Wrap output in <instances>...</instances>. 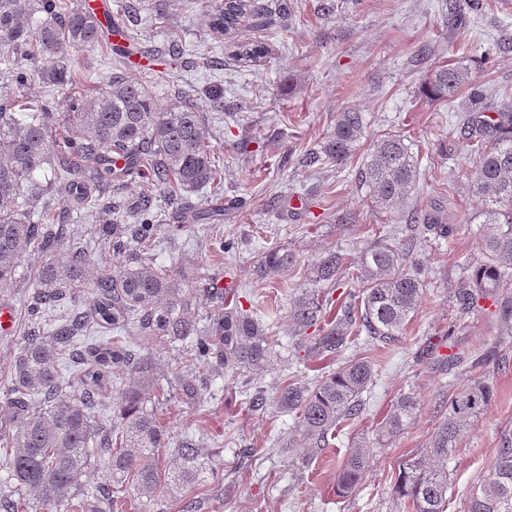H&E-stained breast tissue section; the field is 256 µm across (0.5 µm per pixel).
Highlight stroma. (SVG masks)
<instances>
[{
    "label": "stroma",
    "instance_id": "35a3bbf8",
    "mask_svg": "<svg viewBox=\"0 0 512 512\" xmlns=\"http://www.w3.org/2000/svg\"><path fill=\"white\" fill-rule=\"evenodd\" d=\"M276 0H257L269 8L267 26L244 22L233 39L216 38L202 0H164L155 11L145 0L136 25L128 27L129 50L116 40L84 52L88 73L103 80L113 64L129 79L147 86L159 106L182 91L195 89L206 115L205 131L224 167V180L202 190V197L221 199L224 222L215 231L196 224L177 225L173 209L158 189L140 179L116 189L124 204L146 196L161 208L166 225L154 250L157 264L174 269L196 264L214 280H228L241 302L268 311L280 338L281 357L272 368L244 369L216 380L214 397L196 402L185 396L164 397L156 412L174 441H207L205 483L161 495L154 512H182L195 501L196 512H407L393 505L392 487L398 467L425 456L429 437L440 418L438 399L447 379L423 358L427 347L448 344L475 350L482 341L500 340L506 358L501 367L486 365L497 396L471 433L457 448L448 468L455 498L485 478L504 435H512V338L500 336L490 311L459 317L449 292L464 258L479 256L480 226L475 221L462 157L443 153L451 131L447 106L430 102L422 92L428 71L492 50L490 64L473 71L494 98L512 97V12L495 9L485 19L459 20L444 0H290V18L274 13ZM181 51H173L174 41ZM266 42L264 62L243 65L232 57L234 41ZM221 93L211 107L209 90ZM363 112L368 120L350 167L324 172L306 166L304 154L317 147L345 109ZM388 133L411 138L421 154L416 192L397 206L385 229L389 237L410 235L412 211L434 205L457 224L447 240L417 246L431 280L396 347H373L380 361L375 385L367 393L359 419L345 426L329 448L308 463L296 462L280 448L277 436L294 429V421L275 404L252 411L248 392L275 396L289 373L288 310L302 289L311 285L312 265L329 250L356 259L372 238L375 217L365 204L367 191L355 179L373 141ZM341 214L354 223L338 225ZM232 242L224 253V242ZM284 248L296 256L293 274L259 277L254 266L268 250ZM44 259L25 254L12 288L0 293V305L12 308L13 329L0 333V421L13 411L3 397L14 356L30 326V279ZM413 392L418 400L409 429L379 441L377 425L396 398ZM362 441L370 449V465L348 497L335 493L336 473L349 447ZM251 456H242V449Z\"/></svg>",
    "mask_w": 512,
    "mask_h": 512
}]
</instances>
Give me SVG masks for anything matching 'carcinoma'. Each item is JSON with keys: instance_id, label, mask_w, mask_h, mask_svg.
I'll use <instances>...</instances> for the list:
<instances>
[{"instance_id": "1", "label": "carcinoma", "mask_w": 512, "mask_h": 512, "mask_svg": "<svg viewBox=\"0 0 512 512\" xmlns=\"http://www.w3.org/2000/svg\"><path fill=\"white\" fill-rule=\"evenodd\" d=\"M204 3L211 28L219 33L235 30L243 18L259 11L253 0ZM449 9L482 16L494 5L492 0H450ZM101 44L99 20L71 0H0V289L13 286L30 246L43 251L65 246L69 260L60 264L47 259L33 280L30 317L36 321L57 308L69 288H90L94 294L89 312L63 313L47 336L29 333L14 357L7 396L16 415L0 424V456L14 494L0 500L3 512H27L33 508L29 495L38 503L37 512H83L91 500L114 512L131 493L150 503L176 485L201 481L204 448L189 440L177 444L179 466L169 474L162 471L160 452L172 447L173 437L158 421L152 400L179 387L188 398L202 401L210 395L212 379L264 366L278 356L272 327L254 309L226 311L202 325L186 296L196 289L199 274L143 260L142 252L162 229L151 199L130 213L96 194L136 175L154 182L170 201L221 175L195 95L188 92L160 108L143 85L126 79L118 68L110 78L89 84L81 53ZM234 56L260 63L267 48L261 41L241 42ZM46 58L55 65L38 75L60 89L67 127L77 132L60 145L56 109L61 101L24 104L18 96L35 72L34 63ZM464 87L467 98L456 114L452 142L454 151L472 162L468 190L475 219L483 224V245L482 256L464 265L452 299L461 317L491 302L502 334L512 336V103L493 106L486 90L471 84L468 64L434 67L425 81L431 99L448 103ZM490 110L495 116L486 115ZM366 127L364 113L349 108L338 113L332 131L306 153L304 162L320 169L347 166ZM360 175L377 212L388 213L417 190L419 155L407 136L385 135L372 143ZM65 198L102 218V236L113 250L131 253L134 264L115 274L100 269L91 262L88 244L60 237L55 223L66 217L53 209V201ZM131 217L138 224L132 235L126 227ZM175 219L179 224H218L224 220V205L182 202ZM412 219L435 238H451L456 232V225L447 223L444 211L435 206ZM413 254L412 240L390 242L379 235L353 263L329 250L311 268L312 281L325 288H310L295 299L289 333L297 338L298 350L321 365L310 380L286 379L275 400L296 419L302 440L288 441V449L301 462L328 447L363 414L364 394L375 381L374 362L361 355L343 360L341 355L361 335L374 344L400 340L429 286ZM292 263L290 252L272 249L262 255L256 273L275 276ZM350 281L358 291L333 298ZM100 329L181 344L192 360L207 367V378L181 374L163 380L154 356L130 349L119 336L110 346L97 345L87 361L82 340ZM497 354L498 341L486 340L477 352L438 355L434 365L454 377L475 371ZM114 365L127 368L135 382L118 390V412L106 427L96 421V412L112 388ZM448 387L452 392L443 393L442 415L426 449L431 464L403 463L392 489L411 512H447L453 503L448 461L495 399L493 382L484 374ZM416 409L414 394H401L379 423V435L389 439L402 433ZM94 460L104 464L108 478L88 493L80 479ZM368 466L365 445H351L336 474V496L352 493ZM461 512H512L511 436L501 438L489 474L470 489Z\"/></svg>"}]
</instances>
